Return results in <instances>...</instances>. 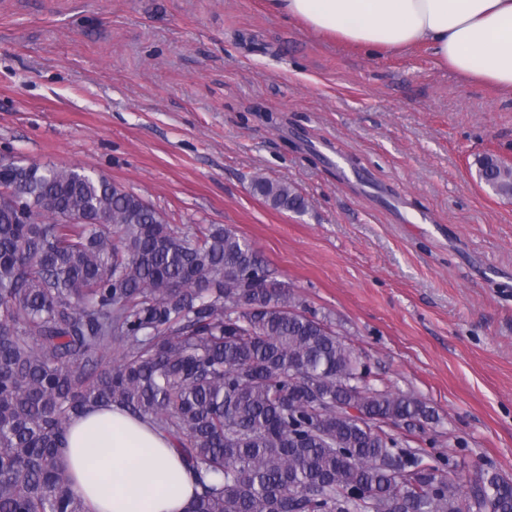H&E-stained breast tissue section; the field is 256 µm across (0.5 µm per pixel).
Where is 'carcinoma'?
<instances>
[{
	"instance_id": "obj_1",
	"label": "carcinoma",
	"mask_w": 512,
	"mask_h": 512,
	"mask_svg": "<svg viewBox=\"0 0 512 512\" xmlns=\"http://www.w3.org/2000/svg\"><path fill=\"white\" fill-rule=\"evenodd\" d=\"M476 165L512 198V166L487 154ZM6 182L0 512H87L65 467L67 427L113 403L173 439L195 484L188 512H460L463 498L512 512V481L463 486L437 438L413 448L393 433L433 410L392 391L293 291L264 288L271 271L235 229L174 227L76 166L18 162ZM253 191L306 210L287 182L259 178ZM63 212L83 223H60Z\"/></svg>"
}]
</instances>
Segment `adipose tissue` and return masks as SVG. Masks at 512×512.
Listing matches in <instances>:
<instances>
[{
    "label": "adipose tissue",
    "mask_w": 512,
    "mask_h": 512,
    "mask_svg": "<svg viewBox=\"0 0 512 512\" xmlns=\"http://www.w3.org/2000/svg\"><path fill=\"white\" fill-rule=\"evenodd\" d=\"M275 14L371 55L415 48L512 97V0H268ZM66 462L88 512H187L195 494L171 439L113 404L71 420Z\"/></svg>",
    "instance_id": "ef3b65f1"
}]
</instances>
